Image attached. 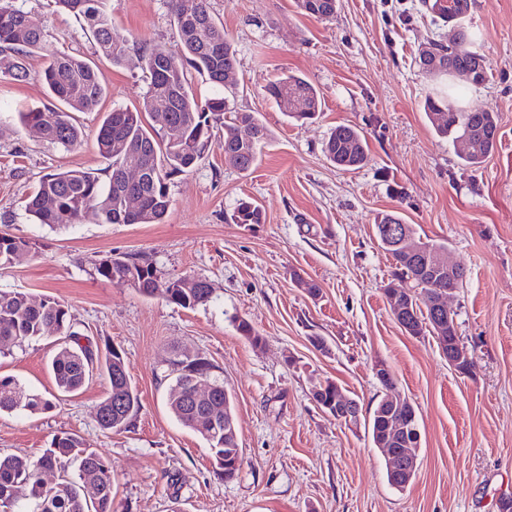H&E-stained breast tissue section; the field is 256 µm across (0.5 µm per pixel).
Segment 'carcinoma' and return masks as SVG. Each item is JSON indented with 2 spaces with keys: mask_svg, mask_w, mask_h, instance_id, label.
Returning <instances> with one entry per match:
<instances>
[{
  "mask_svg": "<svg viewBox=\"0 0 512 512\" xmlns=\"http://www.w3.org/2000/svg\"><path fill=\"white\" fill-rule=\"evenodd\" d=\"M106 0H55L58 6L83 22L102 53L115 64L125 59L123 46L114 39L112 17L105 9ZM338 0H295L304 14L318 19L335 15ZM171 9L181 51L177 55L161 51L144 52L137 59L146 74L147 91L139 106L118 107L106 113L98 131L100 155L109 161L106 180L82 170H66L45 175L26 204L33 223L63 229L80 223L88 209L97 210L105 224H160L171 207L170 187L173 180L192 172L212 144V128L224 124V141L219 148L231 155V165L240 171L250 170L257 161L262 143L268 138L266 126L255 112H235L226 97L217 94L200 100L192 92L188 73L205 76L217 87L224 86V72L235 69V49L224 28L220 27L208 7V0H198L197 16L184 17L181 0H171ZM476 37L469 31L459 33V43L451 51L439 50L438 58L423 76L434 79L459 69L473 71V84L489 79L485 57L475 49ZM41 52L48 58L43 79L53 97L63 107L34 109L21 114L28 127H37L42 138L67 150L81 146L83 133L74 123L72 113L93 112L101 104L106 89L97 71L77 55L58 50L46 38L28 12L16 0H0V78L22 81L29 76L27 57ZM277 103L293 101V110L285 116L296 120L314 118L321 111L317 90L304 78L289 74L266 87ZM160 99L170 103L165 124H157L154 104ZM424 112L433 129L443 137L457 140L465 135L470 150L461 159L472 167L481 166L494 152L498 142V119L495 113L474 106H457L427 96ZM254 131L253 141L236 142L239 126ZM327 159L342 170H355L369 160L364 134L349 124H338L323 145ZM141 171L137 192L140 207L130 211L126 204L128 168ZM235 224H259L262 212L249 201L238 203L231 215ZM34 256L32 244L8 233H0V268H7L26 257ZM96 272L110 282L124 283L146 297L159 296L184 309L210 303L213 292L185 288V277H164L153 263L132 256H109L99 261ZM396 275L409 285L414 299L413 335L419 336L427 325H434L431 308L424 293L426 280L415 268L396 267ZM56 328V351L51 370L56 389L74 394L98 374L108 383L99 403L96 418L101 429L120 431L127 428L140 409V398L132 385L127 364L120 349L105 346L104 355L81 345L82 334L74 329L68 308L54 298L42 300L35 307L26 295L0 289V353L44 336L46 327ZM215 366L206 356L180 355L171 360L175 373L169 410L183 427L200 435L208 444L219 469L224 458L239 447L238 430H224L212 425L210 410L193 401V380L206 375L216 385L214 400L234 410L231 397L224 392V380L214 374ZM126 401L117 413L112 401ZM53 400L25 388L17 379L0 377V412L47 410ZM61 472L60 482L47 487L42 481L44 468ZM112 465L91 448L83 447L73 435L57 437L51 447L38 457L0 454V512H112Z\"/></svg>",
  "mask_w": 512,
  "mask_h": 512,
  "instance_id": "1",
  "label": "carcinoma"
}]
</instances>
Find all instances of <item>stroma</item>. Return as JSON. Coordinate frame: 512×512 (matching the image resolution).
<instances>
[{
    "label": "stroma",
    "instance_id": "1",
    "mask_svg": "<svg viewBox=\"0 0 512 512\" xmlns=\"http://www.w3.org/2000/svg\"><path fill=\"white\" fill-rule=\"evenodd\" d=\"M62 51L97 68L106 96L78 112L83 143L63 150L25 127L20 115L53 106L42 81L47 59H28L23 81L0 78V231L30 240V260L0 269V288L38 302L64 301L77 331L120 348L140 410L123 431L100 428L107 391L93 378L56 396L52 409L0 414V453L36 457L61 434L110 458L113 512H497L512 494V0H470L463 21H447L426 0H340L316 19L294 0H209L232 41L237 65L232 110L258 113L269 130L256 165L242 172L217 144L189 174L175 178L159 224H106L95 210L79 224L49 229L25 205L47 174L103 176L96 145L106 112L141 103L142 51L178 52L169 0H108L123 63L109 61L93 37L53 0H18ZM481 35L490 78L460 93L499 116L497 150L472 168L439 137L422 104L430 91L415 59L422 45L448 40L458 25ZM284 74L318 91L317 119L293 123L265 88ZM360 128L370 161L345 171L323 154L339 124ZM258 205L259 224H235L240 200ZM385 213L414 225L423 240L447 245L465 278L448 304L471 355L469 374L451 369L431 333L411 336L392 316L384 288L395 263L375 235ZM136 256L163 276L193 275L214 287L206 306L184 309L102 280L107 256ZM315 282L318 297L298 288ZM244 319L260 335L237 330ZM199 352L232 394L242 464L225 480L198 435L171 415L175 353ZM52 338L0 354V374L28 390L55 394ZM385 363L416 408L419 471L405 490L386 479L382 453L364 427L316 406L315 383L347 390L362 412L383 395L374 374Z\"/></svg>",
    "mask_w": 512,
    "mask_h": 512
}]
</instances>
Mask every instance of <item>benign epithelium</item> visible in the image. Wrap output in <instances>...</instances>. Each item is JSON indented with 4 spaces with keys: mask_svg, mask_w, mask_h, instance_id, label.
I'll return each mask as SVG.
<instances>
[{
    "mask_svg": "<svg viewBox=\"0 0 512 512\" xmlns=\"http://www.w3.org/2000/svg\"><path fill=\"white\" fill-rule=\"evenodd\" d=\"M384 236L391 247L398 250L401 257L410 264H422L437 271L439 282L430 294V307L436 318L435 327L444 334L457 328L455 312L448 307V296L456 292L453 283L458 278L459 269L448 265L444 257L439 255L432 259L426 247L408 236L402 224H388L383 228ZM387 301L391 306L396 321L408 326L410 315L413 314L411 300L398 292L387 293ZM442 354L448 358V364L459 374L470 372L471 359L468 350L460 341L446 344L444 336ZM375 376L385 397L377 410L378 431L374 446L381 449L389 469L395 474L413 476L418 469V451L420 448V431L417 412L413 404L403 395L395 392V379L390 369L383 363L375 365ZM216 386L203 375L195 379L193 392L196 402H204L215 394ZM321 387L315 386L311 396L315 404L331 414L336 420L354 426L360 421L358 403L342 391L329 403H324Z\"/></svg>",
    "mask_w": 512,
    "mask_h": 512,
    "instance_id": "benign-epithelium-1",
    "label": "benign epithelium"
}]
</instances>
